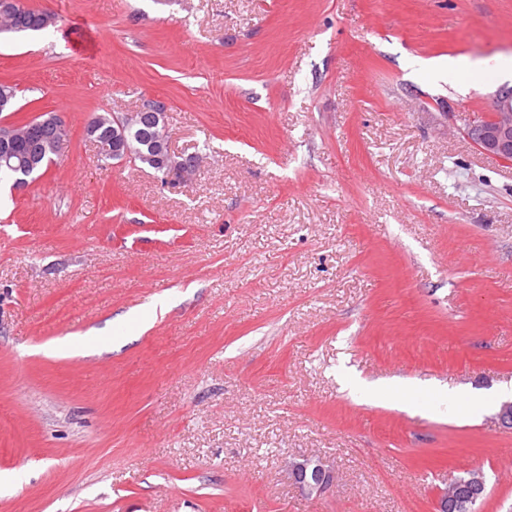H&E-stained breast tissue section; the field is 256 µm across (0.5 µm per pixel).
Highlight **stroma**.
<instances>
[{
  "label": "stroma",
  "mask_w": 512,
  "mask_h": 512,
  "mask_svg": "<svg viewBox=\"0 0 512 512\" xmlns=\"http://www.w3.org/2000/svg\"><path fill=\"white\" fill-rule=\"evenodd\" d=\"M21 2L0 123L69 147L0 189V512H512V0ZM150 100L175 185L85 134ZM55 24L53 15L30 9L17 3L12 15L0 12V33H33L47 30ZM468 135L479 151L512 165V87L499 91L494 112L473 120ZM289 470L299 487L311 496L324 494L331 487L335 477L333 471L319 460L314 462L306 459L303 462H294ZM486 491V481L481 469H473L468 476L456 481L451 490L441 492L438 498V512L470 511Z\"/></svg>",
  "instance_id": "1"
}]
</instances>
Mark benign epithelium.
<instances>
[{
    "mask_svg": "<svg viewBox=\"0 0 512 512\" xmlns=\"http://www.w3.org/2000/svg\"><path fill=\"white\" fill-rule=\"evenodd\" d=\"M37 131L25 136L18 134L11 125L0 126V167L16 169L24 166L30 155L18 150L21 139L31 143L36 150L46 141L58 157L65 153L68 140L59 137L58 125L49 118L36 125ZM468 135L479 151L512 165V89L501 90L496 95L494 112L483 115L468 126ZM295 482L308 495L324 494L334 481V473L321 461L306 459L290 465ZM486 491V481L481 469H473L468 476L456 481L451 490L440 493L437 512H469Z\"/></svg>",
    "mask_w": 512,
    "mask_h": 512,
    "instance_id": "1",
    "label": "benign epithelium"
}]
</instances>
